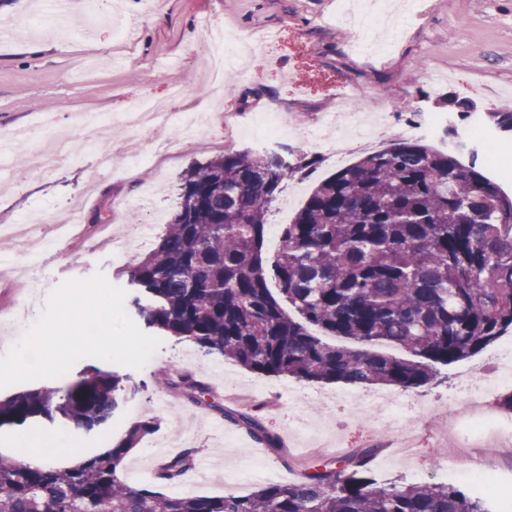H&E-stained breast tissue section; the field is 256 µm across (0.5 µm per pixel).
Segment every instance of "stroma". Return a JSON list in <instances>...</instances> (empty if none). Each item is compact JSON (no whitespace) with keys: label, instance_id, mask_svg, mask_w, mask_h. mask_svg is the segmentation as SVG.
Segmentation results:
<instances>
[{"label":"stroma","instance_id":"stroma-1","mask_svg":"<svg viewBox=\"0 0 512 512\" xmlns=\"http://www.w3.org/2000/svg\"><path fill=\"white\" fill-rule=\"evenodd\" d=\"M48 0H0V131L43 125L54 117L71 138L67 153L41 171L27 163L32 151L21 140L10 146V165L0 178V225L22 217H37L64 226L49 251L38 259L20 253V245L0 237V255H14L18 271L0 272V315L25 309L14 326L0 330V356L16 344L38 320L55 287L70 279L103 273L120 288L129 286L132 265L155 248L161 225L152 213L171 218L177 202L180 174L192 164H203L228 151L250 148L233 125L235 115L277 109L293 116L288 127V149L293 158L309 157L299 133L318 127L336 110L342 90H350L363 111L383 110L398 120L415 112L447 117L448 127L462 130L465 122L483 125L498 140L496 164L502 189L512 195V133L496 128L494 112H512V0H404L399 18L400 36L391 53H357L358 30L339 22L341 0H112L113 10L126 25L125 40H115L112 24L101 18L85 30L83 17L58 29ZM232 28L245 40L239 65L228 70L225 82L232 92L211 100L203 65L202 21ZM19 29L23 40L8 36ZM47 43L40 53L20 52L21 42ZM471 106L460 121L455 101ZM147 101L180 112L205 109L208 120L201 132L187 138L174 127L159 133L163 146L149 155V135L129 130L120 116ZM88 112L102 114L107 123L96 133L81 125ZM362 148L341 156L318 157L313 171L293 175L272 205L268 223L276 228L291 222L316 184L337 169L357 161ZM112 159L108 172L97 168L98 155ZM161 344L141 369L99 358L78 361L53 385L64 388L81 372L96 366L127 377L136 387L100 428L85 433L72 425L46 420L0 429V452L13 455L26 441L46 443L58 433L68 435L76 456L56 454L49 464L68 466L77 459L110 448L132 422L152 420L146 435L122 463L123 470L140 466L129 478L135 488L153 485L159 463L157 449L180 441L197 450L198 457L218 461L212 476L202 480L186 474L165 486L168 495H245L262 485L260 472L271 481L290 484L314 463L341 457L377 442L368 413L337 410L333 394L352 393V386L296 382L290 377L254 373L199 347H185L173 337ZM512 345V331L466 360L441 367L440 382L416 389L389 387V394L427 401L432 426L423 427L413 448L403 456L382 451L374 460L371 478L378 483L448 482L472 492V463L459 457L455 470L442 474L445 416L453 412L449 400L472 373H494L503 367L501 350ZM188 364L179 373L205 381L208 397L232 408L258 407L265 426L285 442H293L296 414L326 420L337 438L312 450L297 449L291 466L278 456L225 424L216 414L201 412L177 393L158 389L156 377L173 369L180 353ZM312 392L303 407H295L289 387Z\"/></svg>","mask_w":512,"mask_h":512}]
</instances>
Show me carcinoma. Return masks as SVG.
Instances as JSON below:
<instances>
[{
    "label": "carcinoma",
    "mask_w": 512,
    "mask_h": 512,
    "mask_svg": "<svg viewBox=\"0 0 512 512\" xmlns=\"http://www.w3.org/2000/svg\"><path fill=\"white\" fill-rule=\"evenodd\" d=\"M313 165L246 149L187 169L169 224L129 274L145 324L260 374L403 389L433 383L437 366L512 329V196L476 164L420 140L367 152L321 180L263 262L272 204L286 178ZM164 385L290 465L258 415L205 400L208 385L191 375ZM135 394L127 378L91 367L65 389L0 399V428L46 419L90 432ZM153 426L137 421L73 466L0 453V512H491L485 498L453 485H378L364 473L379 447L248 495L169 496L159 487L194 467L196 450L185 448L156 486L133 488L118 467Z\"/></svg>",
    "instance_id": "carcinoma-1"
}]
</instances>
